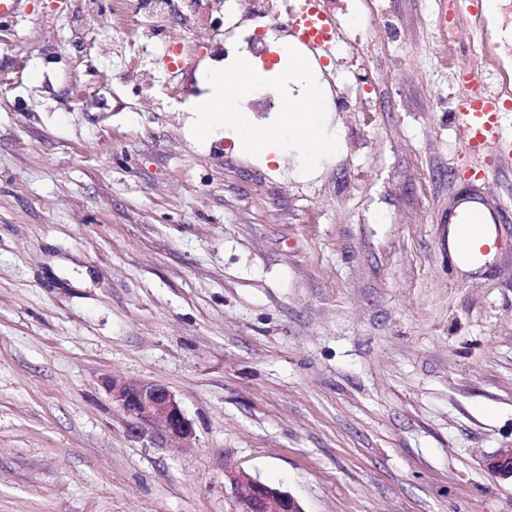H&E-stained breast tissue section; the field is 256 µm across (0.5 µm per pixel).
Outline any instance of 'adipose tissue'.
Wrapping results in <instances>:
<instances>
[{"mask_svg":"<svg viewBox=\"0 0 512 512\" xmlns=\"http://www.w3.org/2000/svg\"><path fill=\"white\" fill-rule=\"evenodd\" d=\"M310 74L311 66L307 59H289L288 75L291 81L306 86ZM261 76L260 70L249 65L215 75L213 94L196 105L198 136L208 137L217 124L225 122L235 127L243 153L261 155L267 163L275 161L277 143L284 137L307 154L310 163L335 156L338 140L326 132L323 121L326 105L317 89L306 86L304 95L289 97L287 107L265 127L257 129L244 122L242 113L236 110L237 104L252 92Z\"/></svg>","mask_w":512,"mask_h":512,"instance_id":"1","label":"adipose tissue"}]
</instances>
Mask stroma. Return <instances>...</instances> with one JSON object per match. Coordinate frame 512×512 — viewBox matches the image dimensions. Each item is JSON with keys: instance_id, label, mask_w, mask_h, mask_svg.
I'll return each mask as SVG.
<instances>
[{"instance_id": "stroma-1", "label": "stroma", "mask_w": 512, "mask_h": 512, "mask_svg": "<svg viewBox=\"0 0 512 512\" xmlns=\"http://www.w3.org/2000/svg\"><path fill=\"white\" fill-rule=\"evenodd\" d=\"M371 109L331 112L317 176L231 127L192 133L166 63L118 87L127 39L21 0L0 23V512H237L231 466L304 512H512V119L473 172L448 125L479 32L439 0H375ZM39 78H32V71ZM499 209L497 251L448 260V209ZM166 385L190 452L134 436L102 386Z\"/></svg>"}]
</instances>
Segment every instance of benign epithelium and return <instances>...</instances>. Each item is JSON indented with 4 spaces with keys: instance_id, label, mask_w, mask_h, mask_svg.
<instances>
[{
    "instance_id": "1",
    "label": "benign epithelium",
    "mask_w": 512,
    "mask_h": 512,
    "mask_svg": "<svg viewBox=\"0 0 512 512\" xmlns=\"http://www.w3.org/2000/svg\"><path fill=\"white\" fill-rule=\"evenodd\" d=\"M107 391L128 418L136 434L150 432L160 448L183 452L191 448L194 429L175 396L162 384L145 380L107 379ZM495 476L512 478V448H504L486 464ZM226 477L239 493L240 512H303L287 491L270 487L242 471L229 469Z\"/></svg>"
}]
</instances>
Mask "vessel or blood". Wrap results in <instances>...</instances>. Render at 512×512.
<instances>
[{
    "label": "vessel or blood",
    "instance_id": "b4317fda",
    "mask_svg": "<svg viewBox=\"0 0 512 512\" xmlns=\"http://www.w3.org/2000/svg\"><path fill=\"white\" fill-rule=\"evenodd\" d=\"M449 117L456 140L473 160L482 159L490 148L504 141L507 114L501 99L494 94L466 87L454 98ZM496 221V215L483 199H458L448 214V226L459 238L458 249L449 253L450 260L481 263L497 246Z\"/></svg>",
    "mask_w": 512,
    "mask_h": 512
}]
</instances>
